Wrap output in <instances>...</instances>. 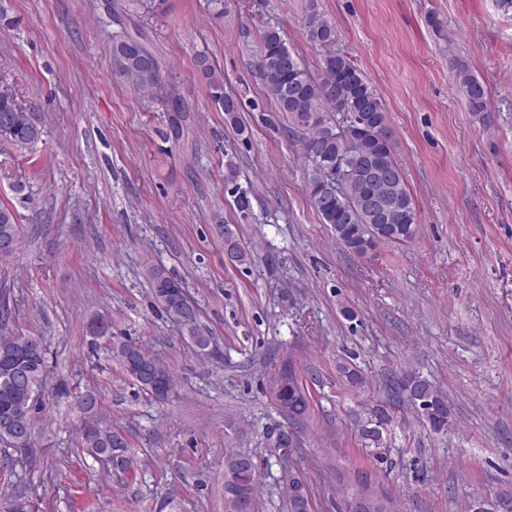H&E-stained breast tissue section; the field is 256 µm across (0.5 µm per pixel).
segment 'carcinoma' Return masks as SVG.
Listing matches in <instances>:
<instances>
[{
    "instance_id": "cac0c4a2",
    "label": "carcinoma",
    "mask_w": 512,
    "mask_h": 512,
    "mask_svg": "<svg viewBox=\"0 0 512 512\" xmlns=\"http://www.w3.org/2000/svg\"><path fill=\"white\" fill-rule=\"evenodd\" d=\"M306 41L319 52L317 73H312L298 55L289 51L281 31L268 26L261 36L255 57V70L261 92L272 100L288 122V132L297 138L312 205L328 225L336 241L354 254L364 255L380 243L402 245L417 233L416 210L402 169L394 153L385 104L372 82L337 48L338 35L333 23L319 9L318 0H308L303 20ZM127 34L112 41L113 72L130 88L140 91L162 85V74L155 55L145 46L127 49ZM470 111H486L488 90L475 76L468 62L449 59ZM195 65L214 103L233 124L238 135L247 132L238 117L241 103L224 93V76L204 54ZM0 136L21 149L39 142L42 129L33 112L22 108L15 97L0 95ZM219 231L232 260L250 261L231 229L221 224ZM8 239L10 249L0 259L11 258L19 244V226L15 211L0 205V241ZM144 276L155 306L171 321L181 325L189 343L207 349L211 337L204 335L193 307L181 283L160 263H149ZM112 358L123 373L140 388L164 399L174 387L172 373L142 344L112 340ZM46 348L39 336H0V441L12 448H31L36 434L37 394L43 387ZM290 379L270 372L265 387L270 399L294 422L310 413L309 391L299 372L288 364ZM404 391L409 402L436 429L448 425V406L439 389L428 380L414 376ZM364 442L381 441V419L361 425ZM82 452L102 457L116 469L132 465L128 443L110 428L86 423L80 430ZM258 464L244 452L224 456V512H255ZM288 512H310L309 489L299 478L288 475L284 484Z\"/></svg>"
}]
</instances>
